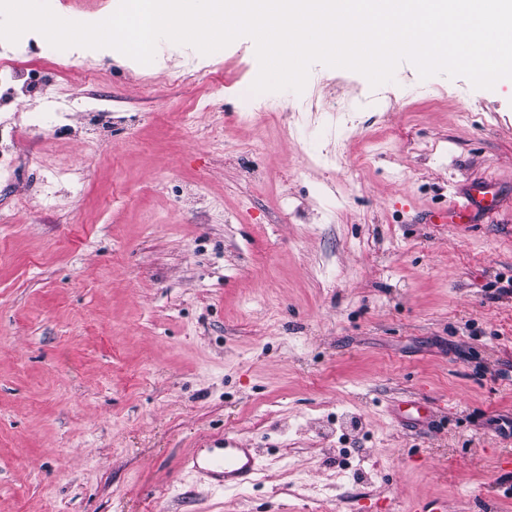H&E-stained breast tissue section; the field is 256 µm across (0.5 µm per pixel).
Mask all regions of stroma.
<instances>
[{"label":"stroma","mask_w":512,"mask_h":512,"mask_svg":"<svg viewBox=\"0 0 512 512\" xmlns=\"http://www.w3.org/2000/svg\"><path fill=\"white\" fill-rule=\"evenodd\" d=\"M28 67L0 115L82 110L0 188V512H512V79L316 63L250 112L248 37ZM484 180L494 213L430 223ZM226 434L264 464L238 490L180 467Z\"/></svg>","instance_id":"1"}]
</instances>
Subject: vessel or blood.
<instances>
[{"label": "vessel or blood", "instance_id": "b4317fda", "mask_svg": "<svg viewBox=\"0 0 512 512\" xmlns=\"http://www.w3.org/2000/svg\"><path fill=\"white\" fill-rule=\"evenodd\" d=\"M182 466L223 489L248 484L263 470L257 461L256 450L243 447L237 438L228 435L211 442L206 455L195 454L184 458Z\"/></svg>", "mask_w": 512, "mask_h": 512}]
</instances>
